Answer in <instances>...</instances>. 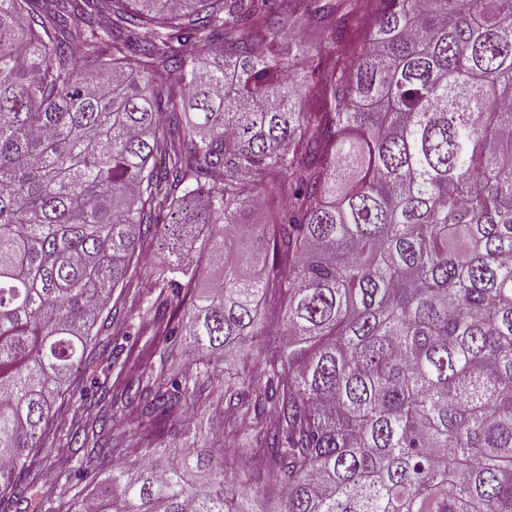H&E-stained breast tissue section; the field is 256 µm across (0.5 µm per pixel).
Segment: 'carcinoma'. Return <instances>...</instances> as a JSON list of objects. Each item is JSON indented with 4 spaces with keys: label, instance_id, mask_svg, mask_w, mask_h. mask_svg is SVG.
Listing matches in <instances>:
<instances>
[{
    "label": "carcinoma",
    "instance_id": "cac0c4a2",
    "mask_svg": "<svg viewBox=\"0 0 512 512\" xmlns=\"http://www.w3.org/2000/svg\"><path fill=\"white\" fill-rule=\"evenodd\" d=\"M364 2L0 0V502L42 512L14 477L51 420L95 452L135 404L143 462L70 512H267L258 483L272 512H512V0H373L348 49ZM300 25L335 50L303 76ZM156 236L150 343L195 370L103 387L89 422L58 400ZM282 329L224 378L248 468L171 454L203 359Z\"/></svg>",
    "mask_w": 512,
    "mask_h": 512
}]
</instances>
